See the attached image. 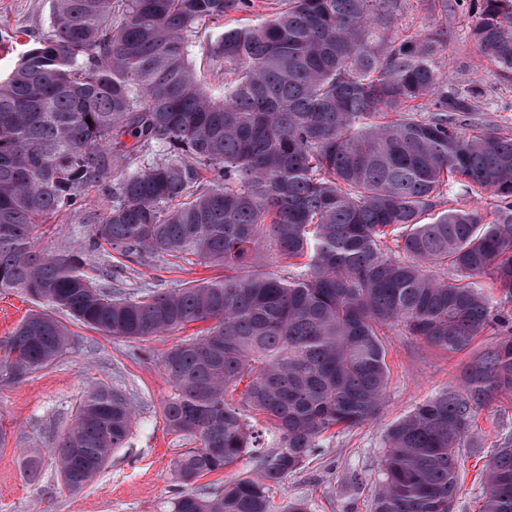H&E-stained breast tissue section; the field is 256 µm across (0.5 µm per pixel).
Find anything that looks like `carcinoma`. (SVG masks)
Returning a JSON list of instances; mask_svg holds the SVG:
<instances>
[{
  "label": "carcinoma",
  "instance_id": "obj_1",
  "mask_svg": "<svg viewBox=\"0 0 512 512\" xmlns=\"http://www.w3.org/2000/svg\"><path fill=\"white\" fill-rule=\"evenodd\" d=\"M52 3L50 34L0 80V294L122 339L203 324L160 357L163 417L197 444L173 462L181 483L260 447L254 413L276 436L253 476L184 493L169 512H271L268 491L323 434L378 416L394 324L450 355L491 335L460 387L386 437L372 512H452L478 409L512 395V136L467 133L484 93L440 78L444 33L395 35L398 0H275L251 18L234 14L254 0ZM219 19L212 61L232 79L217 95L192 54L199 26ZM473 36L512 81V0H483ZM453 183L490 193L493 211L445 207ZM91 193L107 211L88 216V246L191 255L224 278L127 297L110 273L94 282L81 253L38 249L36 229ZM262 243L307 262L286 278L247 270ZM69 350L64 323L30 313L0 338V381ZM135 419L122 391L87 392L53 449L63 486L92 483ZM482 476L479 512H512V435Z\"/></svg>",
  "mask_w": 512,
  "mask_h": 512
}]
</instances>
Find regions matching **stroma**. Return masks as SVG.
I'll return each instance as SVG.
<instances>
[{
  "mask_svg": "<svg viewBox=\"0 0 512 512\" xmlns=\"http://www.w3.org/2000/svg\"><path fill=\"white\" fill-rule=\"evenodd\" d=\"M482 0L442 14L436 0H401L393 31L415 39L438 28L448 31L439 59L441 78L463 84L479 82L486 90L477 123L512 135V83L502 81L495 66L478 50L472 24ZM51 0H0V78L7 77L22 53L49 31ZM103 214L101 199L89 197L79 211L60 214L39 240L48 253H82L92 278L111 272L112 285L123 294L181 288L204 278H220L218 265L179 262L167 256L129 261L116 252L87 246L86 213ZM71 349L61 363L32 374L19 384L0 383V512H168L186 487L176 480L173 461L188 441L172 434L162 415L171 392L159 355L187 336L178 331L136 340L103 336L69 323ZM388 384L378 419L322 439L296 473L270 492L274 512L303 501L308 512H370L388 428L423 401L457 385L461 366L482 355L488 338L477 339L451 356L410 336L405 327L385 330ZM119 388L133 397L137 420L126 447L115 450L105 469L85 489L68 492L61 481L52 448L83 395L93 386ZM512 434V398L481 408L476 425L463 441L459 459L463 484L454 512H477L482 494L483 463ZM40 454L36 481L20 473L21 463Z\"/></svg>",
  "mask_w": 512,
  "mask_h": 512,
  "instance_id": "stroma-1",
  "label": "stroma"
}]
</instances>
